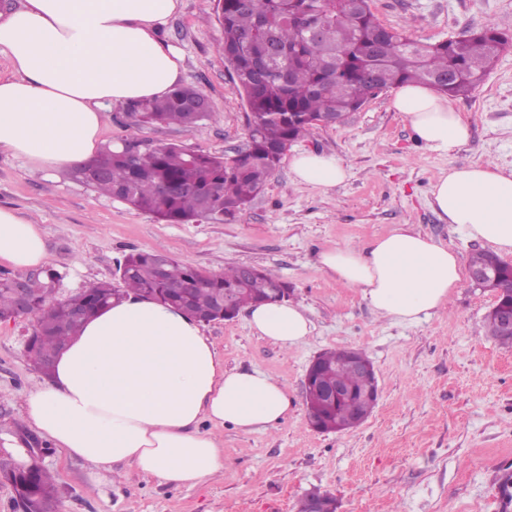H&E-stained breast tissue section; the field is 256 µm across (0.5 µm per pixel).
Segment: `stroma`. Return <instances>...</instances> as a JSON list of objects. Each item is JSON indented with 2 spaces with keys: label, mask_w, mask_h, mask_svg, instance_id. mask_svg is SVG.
Wrapping results in <instances>:
<instances>
[{
  "label": "stroma",
  "mask_w": 512,
  "mask_h": 512,
  "mask_svg": "<svg viewBox=\"0 0 512 512\" xmlns=\"http://www.w3.org/2000/svg\"><path fill=\"white\" fill-rule=\"evenodd\" d=\"M371 9L383 25L429 42L487 25L512 33V0H371ZM215 10V0H181L159 31L181 49V82L202 90L210 118L192 129L141 124L113 106L102 144L175 143L224 158L246 150L247 107L218 50ZM390 97L383 91L342 124L293 143L244 218L223 224H169L83 186L70 169L45 175L0 153V207L39 225L46 266L61 275L63 294L115 280L126 254L161 247L210 272L239 265L273 271L313 323L306 344L288 351L256 335L244 311L204 324L226 369L279 378L293 401L267 430L219 429L224 471L204 484L146 478L124 463L105 481L40 439L33 461L55 479L58 512H296L313 490L333 494L338 512H512V348L486 333L494 293L466 279L447 310L394 324L318 264L323 249L362 245L398 224L448 244L464 262L482 251V243L439 219L430 187L457 164L512 167V47L479 87L454 97L472 122L469 141L456 152H433L416 140ZM302 151L336 156L348 169L345 181L329 190L296 182L290 161ZM35 322L0 321L4 430L24 428V397L44 380L24 350ZM340 346L366 353L380 397L357 428L320 433L307 421L303 379L318 354Z\"/></svg>",
  "instance_id": "1"
}]
</instances>
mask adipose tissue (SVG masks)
<instances>
[{
  "instance_id": "obj_1",
  "label": "adipose tissue",
  "mask_w": 512,
  "mask_h": 512,
  "mask_svg": "<svg viewBox=\"0 0 512 512\" xmlns=\"http://www.w3.org/2000/svg\"><path fill=\"white\" fill-rule=\"evenodd\" d=\"M180 0H23L0 9V152L48 171L95 154L107 110L167 96L181 81L183 56L159 28ZM392 107L428 149L448 153L471 133L447 96L418 84L396 87ZM297 182L324 189L347 176L336 156L301 152ZM439 218L474 241L512 253V169L492 163L449 167L432 184ZM38 225L0 208V260L18 269L45 264ZM321 268L357 289L378 315L414 324L444 310L462 281L451 247L398 225L364 246L329 248ZM250 326L288 350L312 330L305 308L286 301L249 309ZM285 382L228 370L200 322L136 293L84 321L57 356L50 377L25 397L26 423L93 475L118 462L148 478L191 487L224 470L218 427L256 432L285 418ZM210 431H200L201 422Z\"/></svg>"
}]
</instances>
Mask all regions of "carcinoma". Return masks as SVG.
Masks as SVG:
<instances>
[{
  "label": "carcinoma",
  "mask_w": 512,
  "mask_h": 512,
  "mask_svg": "<svg viewBox=\"0 0 512 512\" xmlns=\"http://www.w3.org/2000/svg\"><path fill=\"white\" fill-rule=\"evenodd\" d=\"M217 18L223 34L219 50L248 109V151L225 159L176 144L152 146L126 139L122 150L108 146L77 166V181L170 224L234 221L264 190L289 146L310 135L328 114L343 119L380 92L407 83L465 96L512 44V35L493 25L450 40L414 39L381 24L370 0H218ZM202 97L196 88L178 87L164 99L129 104L126 111L140 123L191 129L210 117L209 111L191 106ZM239 279L237 266L203 276L161 248L127 256L115 288L103 281L64 297L61 276L43 271L32 284L35 343L42 351L58 350L80 327L66 308L93 301L99 309L130 291H150L156 301L174 307L187 303L198 318L207 319L216 293L237 290L234 303L243 309L280 282L265 270L243 288ZM12 281L10 273L0 271V319L15 314ZM496 293L501 307H512V265L506 262ZM485 325L487 335L508 344L495 312H488ZM352 351L346 346L325 352L321 379L340 374L359 387L351 370ZM374 407L372 399L355 394L351 402L317 417L325 431L343 432L349 430L347 417L353 411L366 417ZM25 481L35 491L30 502L34 512H56L53 476L36 466Z\"/></svg>",
  "instance_id": "carcinoma-1"
}]
</instances>
